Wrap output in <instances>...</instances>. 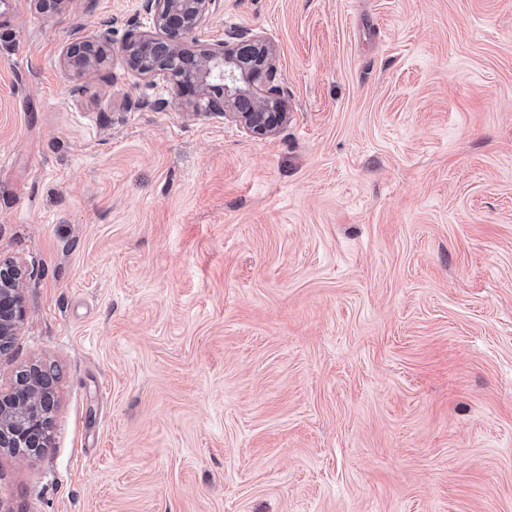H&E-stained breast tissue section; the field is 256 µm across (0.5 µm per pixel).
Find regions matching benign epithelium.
<instances>
[{
    "instance_id": "1",
    "label": "benign epithelium",
    "mask_w": 512,
    "mask_h": 512,
    "mask_svg": "<svg viewBox=\"0 0 512 512\" xmlns=\"http://www.w3.org/2000/svg\"><path fill=\"white\" fill-rule=\"evenodd\" d=\"M37 13L53 17L70 0H32ZM149 16V30L134 33L123 46L128 71L154 87L162 82L193 111L217 113L256 137L274 134L282 125L283 90L272 84L274 48L268 37L236 30L227 38L202 47L192 56L185 45L208 26L221 0H141ZM67 69L89 71L106 58V42L82 36L63 51ZM29 270L17 263H0V356L11 349L16 330L26 316L23 285ZM31 401L42 403L43 415L16 424L11 417L24 413ZM55 406L53 377L43 371L23 373L6 393H0V449L27 448V458L39 457L49 443L51 412Z\"/></svg>"
}]
</instances>
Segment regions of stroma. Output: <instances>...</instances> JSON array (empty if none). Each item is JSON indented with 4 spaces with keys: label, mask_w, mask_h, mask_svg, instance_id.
<instances>
[{
    "label": "stroma",
    "mask_w": 512,
    "mask_h": 512,
    "mask_svg": "<svg viewBox=\"0 0 512 512\" xmlns=\"http://www.w3.org/2000/svg\"><path fill=\"white\" fill-rule=\"evenodd\" d=\"M148 27L0 0V391L56 376L0 512H512V0H223L201 43L276 50L263 139L133 76ZM62 55L68 70H93L106 58V42L101 35L77 37L65 45ZM29 270L17 263L0 262V356L11 349L16 330L26 316L23 285Z\"/></svg>",
    "instance_id": "1"
}]
</instances>
